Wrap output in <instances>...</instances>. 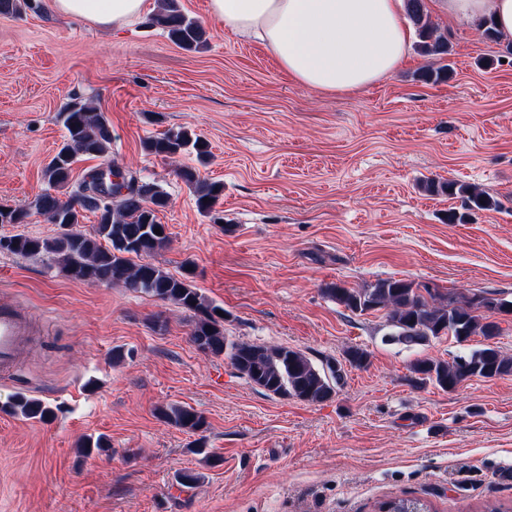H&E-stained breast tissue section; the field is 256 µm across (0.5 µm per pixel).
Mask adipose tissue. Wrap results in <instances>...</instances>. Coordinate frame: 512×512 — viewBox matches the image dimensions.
I'll return each mask as SVG.
<instances>
[{
  "instance_id": "ef3b65f1",
  "label": "adipose tissue",
  "mask_w": 512,
  "mask_h": 512,
  "mask_svg": "<svg viewBox=\"0 0 512 512\" xmlns=\"http://www.w3.org/2000/svg\"><path fill=\"white\" fill-rule=\"evenodd\" d=\"M448 16L493 17L512 41V0H443ZM50 11L102 28L139 19L146 0H47ZM403 0H209L211 17L261 44L297 82L322 93L366 88L404 61L410 32Z\"/></svg>"
}]
</instances>
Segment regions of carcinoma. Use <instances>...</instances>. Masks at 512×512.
I'll return each mask as SVG.
<instances>
[{
	"instance_id": "obj_1",
	"label": "carcinoma",
	"mask_w": 512,
	"mask_h": 512,
	"mask_svg": "<svg viewBox=\"0 0 512 512\" xmlns=\"http://www.w3.org/2000/svg\"><path fill=\"white\" fill-rule=\"evenodd\" d=\"M404 2L406 15L418 37V53L431 59L450 55V43L437 32L426 0ZM152 23L164 29L170 40L183 48L197 49L206 43L203 26L186 15L177 0H164L152 17ZM61 119L66 130L65 141L44 169L50 190L38 196L34 209L52 223L64 224L70 230L52 240L23 234L0 237V249L22 256L53 254L75 281L117 283L133 292L170 302L189 313L192 341L201 351L224 356L239 375L253 384L276 396L312 403L331 398L343 378L335 362L329 361L320 369L305 354L286 346L267 347L228 339L224 335V317L217 314L221 307L206 301L193 288L191 269L186 268L177 275L146 261L168 241L166 227L158 220V212L168 204V194L160 185L123 174L121 183L112 186L110 200L95 194L93 181L80 183L77 191L65 200L55 194L71 181L77 156L105 158L112 145L108 121L90 103L73 100L61 112ZM144 147L149 154L164 158L193 153L203 162L209 156L207 141L185 127L169 129L149 138ZM176 175L193 193L198 210L211 214L224 185L200 178L192 167H182ZM424 190L433 195L460 197L470 210L500 208L498 200L454 180L430 181L424 185ZM85 211L97 214L92 236L75 229ZM30 216L28 208L0 205V224H25ZM157 229L161 234H155ZM326 293L355 314L385 311L390 339L409 347L443 335L452 336L458 342L476 334L488 340L499 335L500 327L487 313L512 312V305L493 297L473 295L444 301L430 293L426 286L421 288L393 278L362 289L331 284ZM412 372L416 383H431L444 391H454L472 378L492 379L512 374V357L503 356L496 347L487 344L450 363L420 359L413 364ZM14 409L28 419L46 420L51 415V410L42 402L26 398L15 401ZM161 416L188 433L205 428L203 416L187 406H171L163 410ZM380 509L382 512H427L423 503L413 499L389 500Z\"/></svg>"
}]
</instances>
